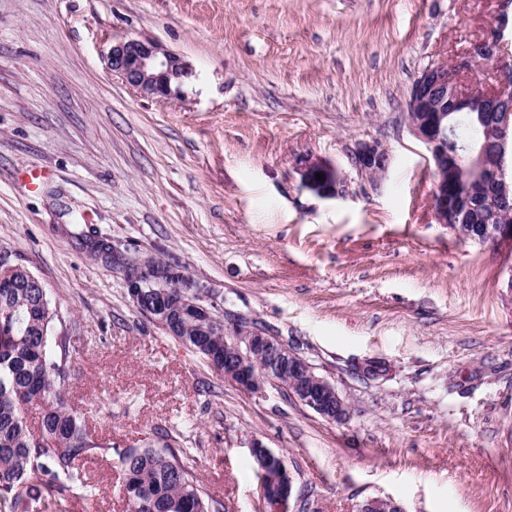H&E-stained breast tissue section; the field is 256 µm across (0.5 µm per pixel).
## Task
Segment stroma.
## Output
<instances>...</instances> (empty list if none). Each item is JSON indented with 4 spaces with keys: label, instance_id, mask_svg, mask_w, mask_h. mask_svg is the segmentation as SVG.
Instances as JSON below:
<instances>
[{
    "label": "stroma",
    "instance_id": "35a3bbf8",
    "mask_svg": "<svg viewBox=\"0 0 512 512\" xmlns=\"http://www.w3.org/2000/svg\"><path fill=\"white\" fill-rule=\"evenodd\" d=\"M498 0H0V252L69 337L72 408L112 451L70 512H126L119 457L177 440L224 512H269L253 442L283 457L289 512H512V250L458 239L410 131L419 73L494 25ZM150 39L194 71L147 99L107 69ZM378 142L385 172L357 169ZM320 158L344 196L302 190ZM40 173L30 183L31 173ZM184 266L227 327L281 337L351 406L324 420L238 389L133 308L84 243ZM352 159L360 171L376 176L385 172L388 155L378 143H362L353 153Z\"/></svg>",
    "mask_w": 512,
    "mask_h": 512
}]
</instances>
